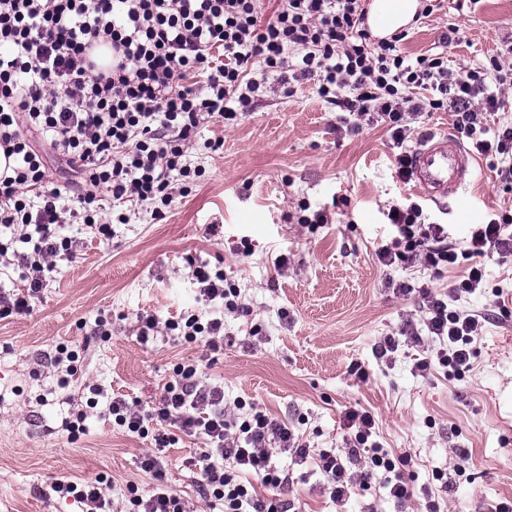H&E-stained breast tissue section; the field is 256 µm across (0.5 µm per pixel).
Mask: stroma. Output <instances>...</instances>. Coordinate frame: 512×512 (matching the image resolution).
<instances>
[{
    "label": "stroma",
    "mask_w": 512,
    "mask_h": 512,
    "mask_svg": "<svg viewBox=\"0 0 512 512\" xmlns=\"http://www.w3.org/2000/svg\"><path fill=\"white\" fill-rule=\"evenodd\" d=\"M451 28L460 37L448 48L451 68L488 63L512 39V0H479L463 12L444 0L432 16L407 25L402 48L431 53ZM336 124L311 85L289 99L269 95L233 128L219 121L202 128V137L223 139L224 151L192 153L205 174L164 220L136 212L109 239L64 226L72 252L56 258L32 312L0 320V512H80L52 491L60 478L111 480V512H128L130 486L154 485L140 468L148 441L113 429L86 400L93 385L108 398L146 403L159 396L176 363L206 350L170 335L141 343L138 319L191 313L224 322V343L207 374L223 386L226 406L257 403L315 453L343 448L346 412L366 410L376 420L373 441L411 459L416 493L407 502L389 497L380 470L370 489L337 503L324 493L314 461L274 454L288 473L282 495L301 512H422L429 498L440 512H494L512 500V258H486V288L448 300L472 311L483 307L489 288L502 291L503 316L473 338L469 371L456 375L436 364L420 373L417 361L437 349L405 341L392 359L377 358L376 344L420 317L414 296L395 294L394 285L444 292L466 266L435 274L378 263L375 251L391 235L389 202L414 196L395 172L385 127L340 134ZM466 197L463 205H423L430 222L447 225L449 240L512 208V191L503 190L486 158ZM342 198L349 205L331 223H298L301 202L316 211ZM281 254L288 262L282 273L274 267ZM190 256L222 263L249 315L200 301ZM104 328L109 337L101 336ZM60 345L80 356L65 382L51 363ZM73 407L87 411L86 431L75 439L61 427ZM199 446L187 438L167 449L163 478L192 512H206L188 468Z\"/></svg>",
    "instance_id": "35a3bbf8"
}]
</instances>
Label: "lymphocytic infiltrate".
<instances>
[{"instance_id":"f902f5d3","label":"lymphocytic infiltrate","mask_w":512,"mask_h":512,"mask_svg":"<svg viewBox=\"0 0 512 512\" xmlns=\"http://www.w3.org/2000/svg\"><path fill=\"white\" fill-rule=\"evenodd\" d=\"M364 2L277 0L264 19L258 0H0V151L15 162L12 175L0 176V234L23 227L22 240L32 247L14 252L0 242V268L15 262L27 271L24 292H0V320L28 314L54 258L69 253L71 243L60 233L64 222L112 237L113 224L129 223L130 216L122 212L114 222L102 221L104 194L150 205L153 219H165L203 175L202 168L188 164L189 150H224L223 139L199 140L200 128L214 120L235 124L273 83L287 98L297 84L313 83L319 98L342 114L337 132L386 126L403 180L413 123L427 112L451 113L474 151L498 158L499 180L512 189V122L491 120L512 89V41L502 57L457 74L448 68L446 51L455 32L442 35L441 51L412 57L400 47L405 32L373 34ZM94 44L111 49L110 64L94 61ZM218 49L224 52L220 62L214 56ZM35 132L79 172L83 191L71 197L50 181L45 156L31 140ZM390 209L392 236L376 251L382 265L420 263L438 273L460 258L471 263L466 278L447 294L399 287L404 295L417 292L424 316L418 324L404 322L397 336L441 345L436 359H420L417 370L427 371L436 361L449 372H464L469 345L493 312L462 313L447 298L483 287L479 260L488 252L512 255V213L475 225L453 243L444 225L428 222L418 203L395 202ZM192 275L204 301L247 314L223 268L196 263ZM161 329L215 351L224 323L195 314L176 322L147 315L140 338ZM397 336L385 337L381 353L396 351ZM202 375L201 360H184L174 366L154 406L113 397L105 413L113 426L150 440L152 449L140 467L156 477L167 464L165 448L183 435L201 441L193 472L209 512H290L287 500L276 493L258 495L257 488L275 490L285 482L272 462L274 452L304 460L308 448L287 423L258 407L243 417L226 414L223 390ZM346 419L354 436L343 455L323 450L315 457L331 499L340 502L355 487L369 488L379 469L390 474V497L410 498L415 475L408 457L394 459L369 445L375 426L369 413L351 411ZM52 489L82 504L84 512H107L100 481L58 479Z\"/></svg>"}]
</instances>
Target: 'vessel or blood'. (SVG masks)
<instances>
[{"mask_svg":"<svg viewBox=\"0 0 512 512\" xmlns=\"http://www.w3.org/2000/svg\"><path fill=\"white\" fill-rule=\"evenodd\" d=\"M474 168L473 153L455 132L434 133L411 150L408 180L415 194L440 206L464 192Z\"/></svg>","mask_w":512,"mask_h":512,"instance_id":"b4317fda","label":"vessel or blood"}]
</instances>
